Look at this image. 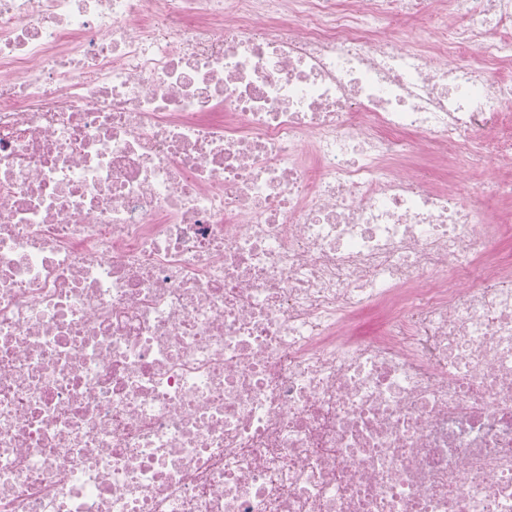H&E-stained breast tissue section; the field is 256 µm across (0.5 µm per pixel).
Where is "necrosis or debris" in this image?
Here are the masks:
<instances>
[{"label": "necrosis or debris", "mask_w": 512, "mask_h": 512, "mask_svg": "<svg viewBox=\"0 0 512 512\" xmlns=\"http://www.w3.org/2000/svg\"><path fill=\"white\" fill-rule=\"evenodd\" d=\"M490 154L512 0H0V512H512ZM497 173L494 161H489L482 171L471 172L460 177L455 174H445L443 170H439L437 184L444 187L450 181L454 182L456 187L462 190L466 199L478 206L487 219L492 220V214L483 208V203L490 195L488 184L496 177Z\"/></svg>", "instance_id": "4bbe7bcc"}]
</instances>
